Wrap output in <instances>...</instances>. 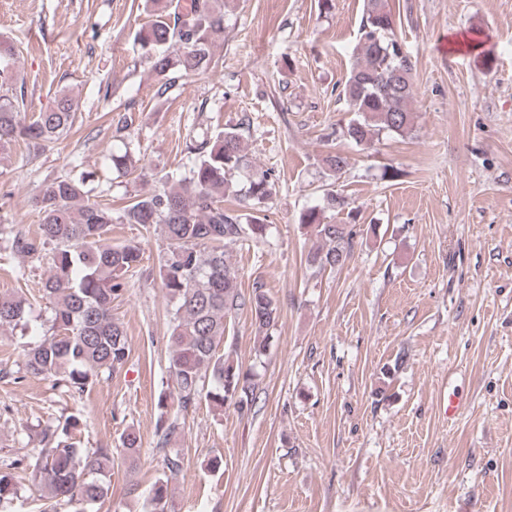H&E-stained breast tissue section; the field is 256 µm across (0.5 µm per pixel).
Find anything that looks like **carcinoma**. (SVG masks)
<instances>
[{"label":"carcinoma","mask_w":512,"mask_h":512,"mask_svg":"<svg viewBox=\"0 0 512 512\" xmlns=\"http://www.w3.org/2000/svg\"><path fill=\"white\" fill-rule=\"evenodd\" d=\"M226 5L218 0H146L150 20L135 41L152 70L165 79L172 75L208 70L213 50L224 41ZM396 18L389 0H364L355 61L340 91L350 118L343 134L357 146H372L384 134L403 136L414 124L415 84L411 62L395 36ZM13 47L0 42V156L18 142L36 150L72 130L78 104L65 91L54 106L26 119L19 112L24 86L11 65ZM243 125L226 127L214 141H202L190 150L197 154L190 177L178 185L137 194L115 212L90 200L85 179L56 177L42 188L36 206L41 216L33 237H17L12 250L53 251V270L43 285L51 311V335L24 349L23 376L50 378L73 395L107 380L122 370L129 344L121 322L112 317V302L126 290L127 279L140 266L143 251L136 243L111 245L114 224H139L158 231L166 242L160 262L161 287L171 303L168 336V372L174 383L173 399L182 411L200 400L222 411L232 405L241 415L251 413L258 399V375L221 351L228 318L246 311L261 332L255 355L265 354L271 329L280 316L278 301L260 282L241 290L238 270L227 254L234 246L266 241L268 225L262 207L275 193V183L258 172L243 146ZM324 167L335 177L349 166V158L329 151ZM233 195L238 208H224V196ZM349 205L345 196L328 184L321 201L304 209L299 224L311 230L317 245L306 256L313 272L343 266L351 257L362 229L355 224L325 220V212ZM26 299L0 297V330H12L26 318ZM156 449H165L182 429L177 415L168 412L167 396L158 401ZM80 417L44 430L49 446L36 458L18 455L0 472V512H10L17 495L12 471H28L44 491L51 512L66 507L90 512L110 489V448H78L73 432ZM122 451L130 462L140 458V435L131 427L121 434ZM151 512H175L168 479L158 478L151 489Z\"/></svg>","instance_id":"carcinoma-1"}]
</instances>
